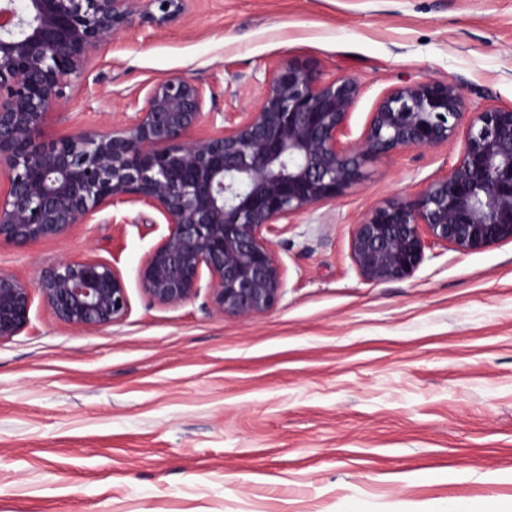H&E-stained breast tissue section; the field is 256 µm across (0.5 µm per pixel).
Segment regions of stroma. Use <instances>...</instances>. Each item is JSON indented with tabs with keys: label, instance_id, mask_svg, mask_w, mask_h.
<instances>
[{
	"label": "stroma",
	"instance_id": "1",
	"mask_svg": "<svg viewBox=\"0 0 512 512\" xmlns=\"http://www.w3.org/2000/svg\"><path fill=\"white\" fill-rule=\"evenodd\" d=\"M296 58L356 78L363 132L386 91L458 84L470 106H512V0H191L132 27L67 87L52 130L122 118L125 95L169 78L251 111L269 70ZM460 142L373 162L364 179L271 233L272 309L217 312L208 287L170 308L138 270L167 234L122 203L67 235L0 245V271L34 283L63 260L121 273L129 312L82 330L34 299L0 342V512H494L512 500V241L432 244L404 280H365L356 223L418 192Z\"/></svg>",
	"mask_w": 512,
	"mask_h": 512
}]
</instances>
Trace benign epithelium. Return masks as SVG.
<instances>
[{
  "label": "benign epithelium",
  "mask_w": 512,
  "mask_h": 512,
  "mask_svg": "<svg viewBox=\"0 0 512 512\" xmlns=\"http://www.w3.org/2000/svg\"><path fill=\"white\" fill-rule=\"evenodd\" d=\"M189 0H0V245L59 238L117 203L156 210L168 233L139 268L155 304L178 307L209 273L212 305L248 319L277 302L283 272L267 234L343 196L372 160L463 137L450 172L414 196L396 195L355 224L350 254L381 283L410 277L425 248L465 253L512 240V107L470 109L452 82H406L377 101L361 136L347 139L361 94L352 77L287 59L270 69L250 112L193 135L207 89L182 78L151 86L136 112L107 130L47 132L64 88L113 35L183 15ZM63 323L84 330L123 320L129 297L113 265L65 260L34 285L0 271V342L26 329L33 292Z\"/></svg>",
  "instance_id": "7a95c632"
}]
</instances>
